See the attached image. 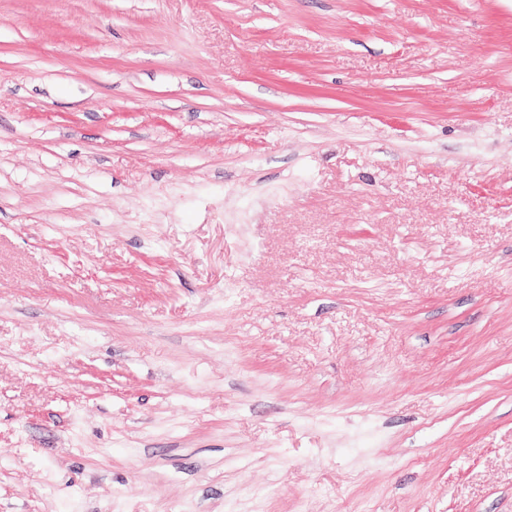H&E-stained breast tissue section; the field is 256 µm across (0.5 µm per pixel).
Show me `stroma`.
<instances>
[{"instance_id":"obj_1","label":"stroma","mask_w":512,"mask_h":512,"mask_svg":"<svg viewBox=\"0 0 512 512\" xmlns=\"http://www.w3.org/2000/svg\"><path fill=\"white\" fill-rule=\"evenodd\" d=\"M0 512H512V0H0Z\"/></svg>"}]
</instances>
